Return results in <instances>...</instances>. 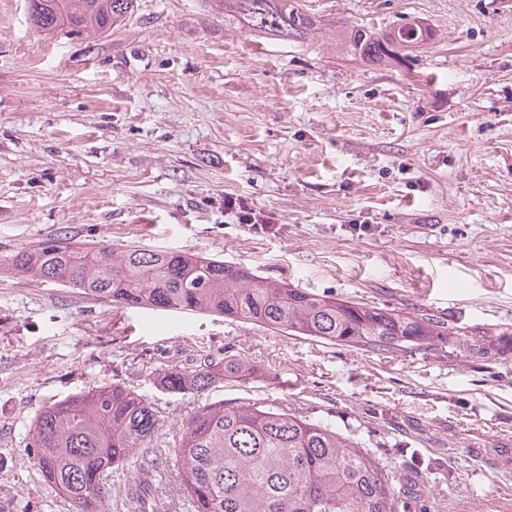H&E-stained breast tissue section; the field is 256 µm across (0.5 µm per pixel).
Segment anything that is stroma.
Here are the masks:
<instances>
[{"label": "stroma", "mask_w": 512, "mask_h": 512, "mask_svg": "<svg viewBox=\"0 0 512 512\" xmlns=\"http://www.w3.org/2000/svg\"><path fill=\"white\" fill-rule=\"evenodd\" d=\"M306 5L317 26L282 41L215 0H137L101 37L0 0V260L54 235L220 257L441 317L447 341L365 351L0 272V512H74L31 423L112 383L152 403L169 450L194 407L258 402L372 449L425 512H512V0ZM412 20L433 37L403 63L337 44ZM232 355L261 374L201 395L154 383Z\"/></svg>", "instance_id": "1"}]
</instances>
